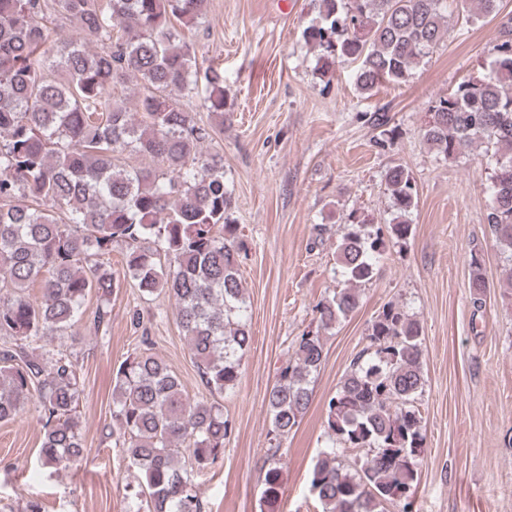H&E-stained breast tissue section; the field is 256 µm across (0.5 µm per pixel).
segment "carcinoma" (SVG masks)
<instances>
[{"label": "carcinoma", "instance_id": "1", "mask_svg": "<svg viewBox=\"0 0 512 512\" xmlns=\"http://www.w3.org/2000/svg\"><path fill=\"white\" fill-rule=\"evenodd\" d=\"M478 17L497 0H461ZM204 0H0V423L34 404L41 424L39 457L56 471L75 465L84 448L78 415L77 361L47 348L79 322L95 293L93 320L111 327L114 278L103 257L125 246L126 273L145 297L174 299L176 320L201 382L224 396L237 384L251 327L239 275L237 225L224 181V160L200 150L211 137L175 94L204 93L206 108L224 117V69L199 64L185 31L202 16ZM447 0H320L318 20L304 28L318 51L321 76L337 63L357 64L363 94L401 85L444 40ZM61 12L87 45L53 37ZM498 56L490 69L431 102L420 132L431 149L455 158L476 144L495 148L487 224L512 252V16L499 23ZM143 91L135 122L112 86L129 76ZM393 139L384 113L369 117ZM141 153L162 169L122 167L119 153ZM393 206L416 205L409 172H386ZM336 244L344 282L318 302L316 325L297 338L268 392L272 428L262 505L274 509L280 491L281 442L299 424L311 382L324 357L325 333L359 305L358 286L373 279L385 254L384 234L406 240L405 221L387 229L352 212ZM475 302L486 291L482 260L470 263ZM39 284L41 301L27 289ZM420 323L388 303L369 328V344L353 360L327 402L330 445L313 465L310 492L321 512H386L418 484L425 435L416 407L426 380ZM112 447L144 475L138 495L147 512H204L190 479L224 459L231 424L224 406L190 400L178 376L150 353V339L129 354L112 379Z\"/></svg>", "mask_w": 512, "mask_h": 512}]
</instances>
